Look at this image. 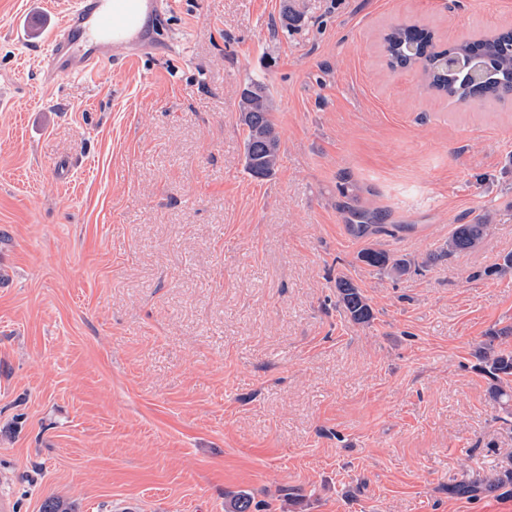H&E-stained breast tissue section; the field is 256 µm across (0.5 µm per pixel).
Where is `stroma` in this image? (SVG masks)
Wrapping results in <instances>:
<instances>
[{
  "label": "stroma",
  "instance_id": "stroma-1",
  "mask_svg": "<svg viewBox=\"0 0 512 512\" xmlns=\"http://www.w3.org/2000/svg\"><path fill=\"white\" fill-rule=\"evenodd\" d=\"M72 0H0V499L10 512H512L476 356L512 350V103L460 104L381 36L441 46L512 0H170L112 66L45 88ZM37 25L19 30L26 16ZM265 81L282 162L244 170ZM381 232L359 238L350 208ZM491 213L470 252L455 225ZM415 260L398 279L365 247ZM350 278L374 318L336 303ZM502 491L503 494L512 495V466L502 467L491 479L468 480L451 484L448 494L465 499H476L483 493Z\"/></svg>",
  "mask_w": 512,
  "mask_h": 512
}]
</instances>
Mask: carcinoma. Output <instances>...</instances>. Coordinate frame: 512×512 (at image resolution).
Segmentation results:
<instances>
[{
	"mask_svg": "<svg viewBox=\"0 0 512 512\" xmlns=\"http://www.w3.org/2000/svg\"><path fill=\"white\" fill-rule=\"evenodd\" d=\"M303 12L292 4L282 10L281 27L288 31L299 25ZM387 64L392 69L419 65L428 89L458 102L472 99L500 101L512 94V29H504L480 39H463L448 47L439 46L434 33L419 25H396L381 37ZM450 54H466L474 58H489L493 66L484 72L481 82L472 81L469 70L450 71L446 59ZM276 107L267 85L250 79L240 92V119L246 127L244 141V168L257 179H267L280 167V136L276 122ZM354 223L349 231L364 237L380 231L381 225L368 223L364 210L351 212ZM490 216L485 214L473 224L457 225L446 242L444 253L450 255L473 251L479 247L489 229ZM359 262L376 269L380 274L400 278L408 274L414 261L397 257L376 248H366L358 254ZM337 302L346 316L355 324H368L373 319V308L363 291L347 277L336 278ZM479 360L493 381L491 392L505 408L512 410V352L497 350L491 343L478 352ZM500 491L512 495V466L503 467L488 480L460 481L448 486V494L465 499H476L483 493Z\"/></svg>",
	"mask_w": 512,
	"mask_h": 512,
	"instance_id": "obj_1",
	"label": "carcinoma"
}]
</instances>
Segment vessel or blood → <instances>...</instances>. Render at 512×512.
<instances>
[{
    "label": "vessel or blood",
    "instance_id": "1",
    "mask_svg": "<svg viewBox=\"0 0 512 512\" xmlns=\"http://www.w3.org/2000/svg\"><path fill=\"white\" fill-rule=\"evenodd\" d=\"M157 0H73L60 29L52 31L44 55L50 76H91L112 61L116 45L137 38L139 8Z\"/></svg>",
    "mask_w": 512,
    "mask_h": 512
}]
</instances>
